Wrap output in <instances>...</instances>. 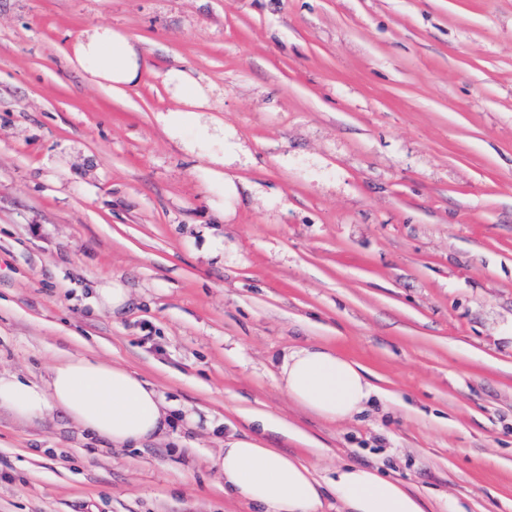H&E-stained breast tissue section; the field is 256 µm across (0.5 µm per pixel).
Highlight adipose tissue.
<instances>
[{
	"label": "adipose tissue",
	"mask_w": 512,
	"mask_h": 512,
	"mask_svg": "<svg viewBox=\"0 0 512 512\" xmlns=\"http://www.w3.org/2000/svg\"><path fill=\"white\" fill-rule=\"evenodd\" d=\"M65 56L71 67L115 95L136 87L145 68L133 40L104 25L82 30ZM165 82L176 101L157 117L165 132L176 138L193 128L200 142L223 140L224 126L206 115L208 94L192 71L169 69ZM276 366L278 385L288 397L330 422L352 419L376 394L367 369L326 344L289 348ZM0 408L26 420L60 410L116 449L163 439L176 420L172 402L155 385L127 368L80 355L59 360L40 383L0 373ZM213 466L227 495L261 512H323L330 493L342 512H427L419 494L378 470L341 464L322 481L297 455L268 447L255 435H226Z\"/></svg>",
	"instance_id": "1"
}]
</instances>
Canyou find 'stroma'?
<instances>
[{
  "instance_id": "stroma-1",
  "label": "stroma",
  "mask_w": 512,
  "mask_h": 512,
  "mask_svg": "<svg viewBox=\"0 0 512 512\" xmlns=\"http://www.w3.org/2000/svg\"><path fill=\"white\" fill-rule=\"evenodd\" d=\"M94 24L144 55L122 98L64 59ZM175 66L235 194L156 120ZM313 342L379 387L357 419L279 388L274 359ZM71 354L200 420L108 451L1 408L0 512H255L215 484L234 431L431 512H512V0H0V371ZM97 290L99 305L106 306L112 309V311L122 309L128 300L126 288H121L119 285L113 284V282L112 287L107 286L97 288Z\"/></svg>"
}]
</instances>
